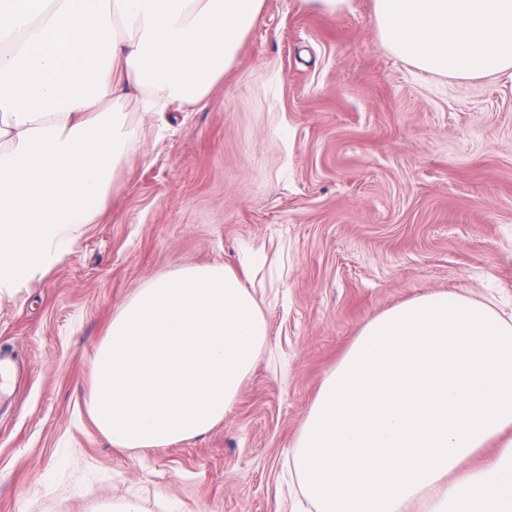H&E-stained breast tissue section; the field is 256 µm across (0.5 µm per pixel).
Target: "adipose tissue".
<instances>
[{"label": "adipose tissue", "instance_id": "adipose-tissue-1", "mask_svg": "<svg viewBox=\"0 0 512 512\" xmlns=\"http://www.w3.org/2000/svg\"><path fill=\"white\" fill-rule=\"evenodd\" d=\"M265 0H0V297L105 211L133 114L202 105ZM384 46L460 80L512 70V0H374ZM512 321L454 293L365 325L290 465L317 512H512ZM488 465L464 463L492 442Z\"/></svg>", "mask_w": 512, "mask_h": 512}]
</instances>
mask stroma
I'll list each match as a JSON object with an SVG mask.
<instances>
[{
    "instance_id": "stroma-1",
    "label": "stroma",
    "mask_w": 512,
    "mask_h": 512,
    "mask_svg": "<svg viewBox=\"0 0 512 512\" xmlns=\"http://www.w3.org/2000/svg\"><path fill=\"white\" fill-rule=\"evenodd\" d=\"M105 214L0 299V512H305L288 456L362 327L455 292L512 313V72L460 81L382 45L374 0L328 15L265 0L191 112L146 117ZM250 268L267 338L223 422L113 447L88 400L127 300L184 266Z\"/></svg>"
}]
</instances>
